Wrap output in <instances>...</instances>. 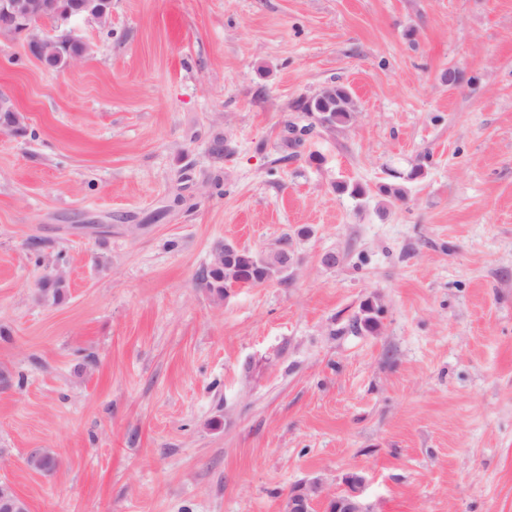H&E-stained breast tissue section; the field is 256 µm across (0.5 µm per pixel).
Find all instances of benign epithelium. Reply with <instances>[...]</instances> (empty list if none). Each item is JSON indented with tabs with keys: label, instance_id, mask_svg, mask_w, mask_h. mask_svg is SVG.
<instances>
[{
	"label": "benign epithelium",
	"instance_id": "1",
	"mask_svg": "<svg viewBox=\"0 0 512 512\" xmlns=\"http://www.w3.org/2000/svg\"><path fill=\"white\" fill-rule=\"evenodd\" d=\"M60 18V27L53 33L45 30L50 17ZM112 0H0V35L21 38L29 54L42 67L63 71L71 69L88 57L92 45L79 31V23H109ZM346 491L342 494L323 495L319 483L313 482L292 490L288 496L286 512H310V506L319 498L330 504L331 512H374L362 496L364 478L351 473L344 479ZM11 486L0 488V503L8 512H20L23 498L13 499Z\"/></svg>",
	"mask_w": 512,
	"mask_h": 512
}]
</instances>
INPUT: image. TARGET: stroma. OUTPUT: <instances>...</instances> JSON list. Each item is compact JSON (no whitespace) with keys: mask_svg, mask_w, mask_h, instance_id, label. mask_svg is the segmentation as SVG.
I'll return each instance as SVG.
<instances>
[{"mask_svg":"<svg viewBox=\"0 0 512 512\" xmlns=\"http://www.w3.org/2000/svg\"><path fill=\"white\" fill-rule=\"evenodd\" d=\"M80 30L60 72L0 38L27 127L0 132V482L29 512H284L356 472L374 512H512V0H112ZM331 84L354 122L284 160ZM286 235L288 285L200 284L216 244Z\"/></svg>","mask_w":512,"mask_h":512,"instance_id":"stroma-1","label":"stroma"}]
</instances>
